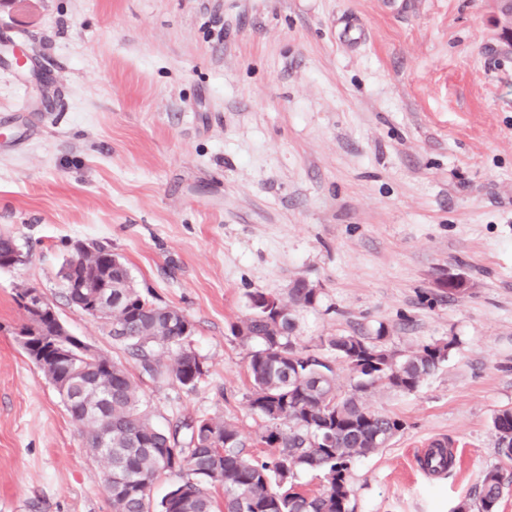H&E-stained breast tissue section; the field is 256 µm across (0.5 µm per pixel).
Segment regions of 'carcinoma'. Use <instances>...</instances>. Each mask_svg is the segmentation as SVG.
<instances>
[{"label": "carcinoma", "mask_w": 512, "mask_h": 512, "mask_svg": "<svg viewBox=\"0 0 512 512\" xmlns=\"http://www.w3.org/2000/svg\"><path fill=\"white\" fill-rule=\"evenodd\" d=\"M101 246L71 254L61 272L77 269L96 289L112 292V306L102 316L112 326V340L127 346L141 371L152 379H172L193 389L207 373L190 348L193 322L179 309L156 304L133 284L123 260L111 262ZM318 289L304 279L288 288V300L264 293L250 296L252 314L231 327L234 338L256 342L248 371L251 410L265 422L260 443L269 448L262 459L246 452L236 424L220 418H193L181 442L177 432L158 428L141 408V391L128 370L104 353L74 351L70 360L59 350L83 340L58 336L48 329L25 353L40 367L57 391L71 374L69 388L83 393L82 404L66 406L71 419L86 428L90 454L106 461L104 475L112 476L113 512H215L213 490L224 491L222 512H352L351 462L385 447L403 429L397 418L369 409L365 398L383 386L414 392L444 363L454 340H439L416 350L397 352L387 346V329L373 336L338 334L321 342L328 355L298 348L293 341L294 311L314 307ZM344 362L351 373L345 389L337 384L331 358ZM498 450L512 460V409L492 419ZM112 432L109 447L98 444L99 434ZM427 457L434 471L448 468L445 442ZM323 474L326 489L309 496L296 489L298 471ZM175 475L174 484L153 510L149 490L160 476ZM504 477L500 468L483 480L477 512H497Z\"/></svg>", "instance_id": "obj_1"}]
</instances>
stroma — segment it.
I'll use <instances>...</instances> for the list:
<instances>
[{"label":"stroma","mask_w":512,"mask_h":512,"mask_svg":"<svg viewBox=\"0 0 512 512\" xmlns=\"http://www.w3.org/2000/svg\"><path fill=\"white\" fill-rule=\"evenodd\" d=\"M496 0H16L0 12V512H112L103 462L26 356L22 288L128 369L110 327L68 304L74 245L121 256L149 300L194 324V389L142 378L159 427L235 423L255 456L249 297L319 302L294 342L388 329L408 351L455 339L414 392L378 388L403 421L351 464L354 512H455L484 473H512L492 433L512 408V50ZM471 290L437 288L441 275ZM437 441L455 461L415 463Z\"/></svg>","instance_id":"obj_1"}]
</instances>
